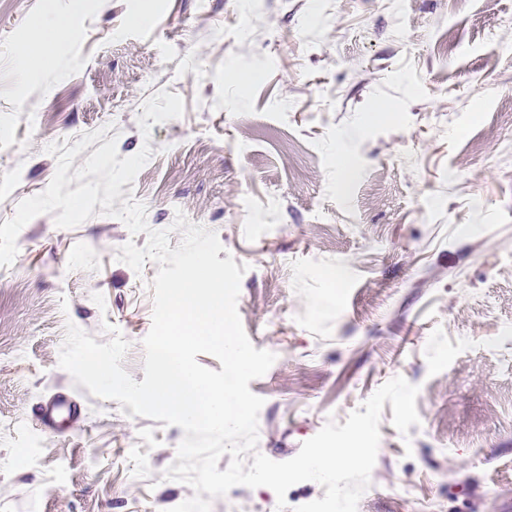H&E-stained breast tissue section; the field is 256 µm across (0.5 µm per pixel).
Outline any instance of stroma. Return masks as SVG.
<instances>
[{
	"mask_svg": "<svg viewBox=\"0 0 512 512\" xmlns=\"http://www.w3.org/2000/svg\"><path fill=\"white\" fill-rule=\"evenodd\" d=\"M76 39L24 58L48 20ZM146 15L139 23L138 15ZM242 72L228 80L229 72ZM184 100L143 136V102ZM512 0H0V223L56 171L53 142L111 126L120 157L150 146L133 193L151 228L176 211L245 266L237 302L276 361L257 449L293 458L396 376L419 424L384 405L361 512H500L512 498ZM391 118L375 114L379 104ZM118 219L42 214L0 267V512H167L183 431L91 395L59 365L67 323L116 327L144 378L158 266L117 261ZM339 273L332 282L331 273ZM63 397L77 418L39 407ZM237 486L211 512H276Z\"/></svg>",
	"mask_w": 512,
	"mask_h": 512,
	"instance_id": "35a3bbf8",
	"label": "stroma"
}]
</instances>
